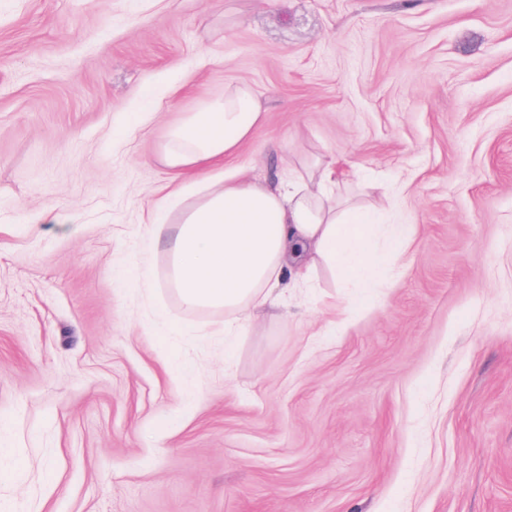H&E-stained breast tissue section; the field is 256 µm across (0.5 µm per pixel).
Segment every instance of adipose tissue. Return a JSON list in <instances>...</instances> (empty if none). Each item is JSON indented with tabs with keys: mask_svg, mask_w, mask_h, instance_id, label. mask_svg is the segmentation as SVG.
<instances>
[{
	"mask_svg": "<svg viewBox=\"0 0 512 512\" xmlns=\"http://www.w3.org/2000/svg\"><path fill=\"white\" fill-rule=\"evenodd\" d=\"M262 119L253 90L237 85L171 127L161 161L200 175L202 191L192 200L183 190L170 192L146 230L150 244L167 251L183 305L223 313L227 335L255 308L276 302L287 274L304 263L327 262L339 281L366 293L391 278L390 256L405 252L414 232L413 225L396 224L378 244L366 211H343L329 199L334 171L327 164L306 175L289 172L274 185L225 172V160Z\"/></svg>",
	"mask_w": 512,
	"mask_h": 512,
	"instance_id": "ef3b65f1",
	"label": "adipose tissue"
}]
</instances>
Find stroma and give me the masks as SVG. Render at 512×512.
<instances>
[{"mask_svg":"<svg viewBox=\"0 0 512 512\" xmlns=\"http://www.w3.org/2000/svg\"><path fill=\"white\" fill-rule=\"evenodd\" d=\"M239 84L232 168L415 235L228 337L145 226ZM0 448L14 512H512V0H0Z\"/></svg>","mask_w":512,"mask_h":512,"instance_id":"obj_1","label":"stroma"}]
</instances>
